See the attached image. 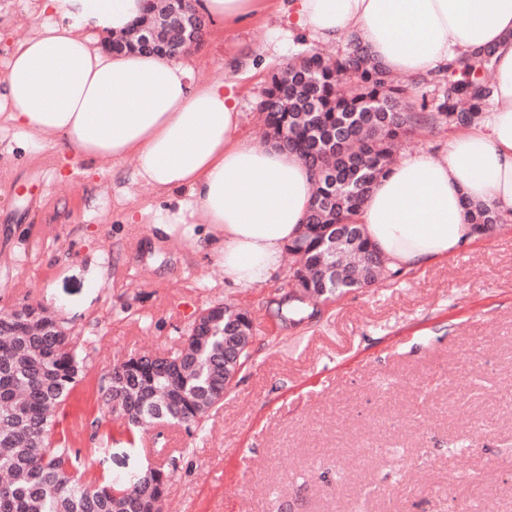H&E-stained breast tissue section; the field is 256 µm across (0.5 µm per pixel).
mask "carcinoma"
Returning <instances> with one entry per match:
<instances>
[{
	"mask_svg": "<svg viewBox=\"0 0 512 512\" xmlns=\"http://www.w3.org/2000/svg\"><path fill=\"white\" fill-rule=\"evenodd\" d=\"M147 29L161 42L175 34L167 10L150 8L140 22L113 42V50L141 47ZM494 68L493 53H475L434 73L440 87L436 102L416 104L393 84L385 69L356 38L347 53L334 59L316 49L270 75L264 99L266 137L295 152L315 172L303 232L288 251L300 256L290 273L301 296L291 312L303 311L312 290L334 300L363 284L391 280L382 256L363 235L357 215L376 182L393 165L395 141L426 125L464 131L483 117L492 90L485 74ZM469 223L480 234L504 223L501 212L467 204ZM335 224L354 232L336 249V269L321 268L323 242ZM336 282L321 291L319 280ZM204 346L187 335L189 360L176 373H159L165 359L129 358L112 370L102 401L121 420L129 443L147 427L171 422L197 429L224 401V345L242 335L253 337L248 313L227 309ZM82 347L57 321L35 334L0 330V512H162L168 474H130L110 481L79 466L80 450L56 437L52 413L63 407L81 381Z\"/></svg>",
	"mask_w": 512,
	"mask_h": 512,
	"instance_id": "1",
	"label": "carcinoma"
}]
</instances>
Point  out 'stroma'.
Segmentation results:
<instances>
[{
  "instance_id": "1",
  "label": "stroma",
  "mask_w": 512,
  "mask_h": 512,
  "mask_svg": "<svg viewBox=\"0 0 512 512\" xmlns=\"http://www.w3.org/2000/svg\"><path fill=\"white\" fill-rule=\"evenodd\" d=\"M293 0L210 23L187 54L201 83L233 84L243 137L260 139L269 73L301 50L346 52L296 27ZM41 17L0 0V70ZM0 310L32 306L85 341L84 376L57 429L97 475L163 469L162 512H512V213L426 268L336 301L286 309L288 273L228 291L206 228L176 201L124 193L128 157L92 182L0 131ZM228 303L253 321L251 358L224 402L189 430L161 423L97 450L108 375L133 354L173 353L195 317Z\"/></svg>"
}]
</instances>
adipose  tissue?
<instances>
[{"label": "adipose tissue", "mask_w": 512, "mask_h": 512, "mask_svg": "<svg viewBox=\"0 0 512 512\" xmlns=\"http://www.w3.org/2000/svg\"><path fill=\"white\" fill-rule=\"evenodd\" d=\"M145 0H42V22L0 76V122L58 158L88 166L138 158L133 183L177 196L175 223L216 232L206 249L229 289L265 283L302 232L314 175L293 153L247 139L234 91L196 82L180 59L101 41L131 27ZM324 42L357 34L386 69L415 75L490 47L493 107L440 157L420 152L379 179L358 221L394 271L430 266L474 239L468 203L512 210V0H295Z\"/></svg>", "instance_id": "ef3b65f1"}]
</instances>
